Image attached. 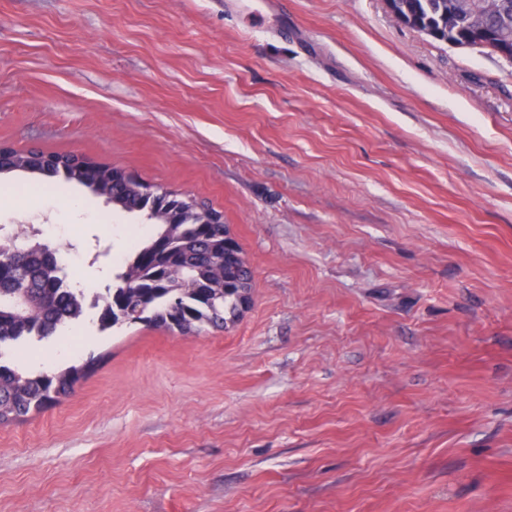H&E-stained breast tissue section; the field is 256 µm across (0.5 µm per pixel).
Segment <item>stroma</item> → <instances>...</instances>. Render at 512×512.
Returning <instances> with one entry per match:
<instances>
[{
	"label": "stroma",
	"mask_w": 512,
	"mask_h": 512,
	"mask_svg": "<svg viewBox=\"0 0 512 512\" xmlns=\"http://www.w3.org/2000/svg\"><path fill=\"white\" fill-rule=\"evenodd\" d=\"M0 145L79 153L222 213L253 269L226 328L83 348L0 424V512H512V63L384 0H0ZM0 173L64 251L137 216Z\"/></svg>",
	"instance_id": "35a3bbf8"
}]
</instances>
